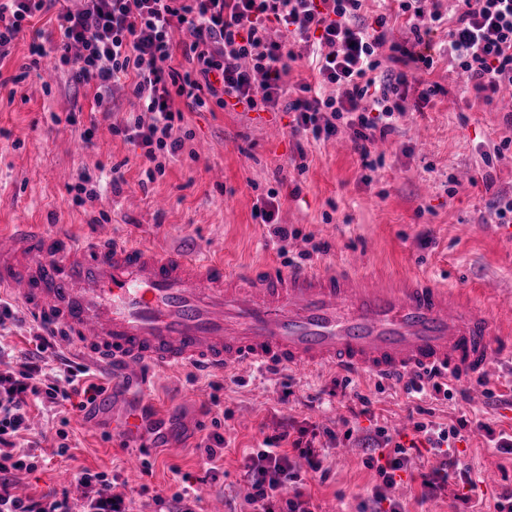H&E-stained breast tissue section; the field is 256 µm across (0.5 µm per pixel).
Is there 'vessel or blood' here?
<instances>
[{"mask_svg": "<svg viewBox=\"0 0 512 512\" xmlns=\"http://www.w3.org/2000/svg\"><path fill=\"white\" fill-rule=\"evenodd\" d=\"M4 292L40 331L118 365L116 385L131 370L146 382L180 366L332 367L386 381L432 369L452 380L512 359L497 319L422 279L394 288L302 266L229 270L203 253L164 252L108 230L81 244L63 230L16 225L0 235ZM143 428L134 409L113 422L112 436L137 438Z\"/></svg>", "mask_w": 512, "mask_h": 512, "instance_id": "vessel-or-blood-1", "label": "vessel or blood"}]
</instances>
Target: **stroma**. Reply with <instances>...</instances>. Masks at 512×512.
Masks as SVG:
<instances>
[{"label":"stroma","mask_w":512,"mask_h":512,"mask_svg":"<svg viewBox=\"0 0 512 512\" xmlns=\"http://www.w3.org/2000/svg\"><path fill=\"white\" fill-rule=\"evenodd\" d=\"M29 42L20 36L0 59V233L38 224L82 240L106 223L119 239L210 252L229 267L300 258L317 271L391 282L421 275L512 322V251L498 225L487 221L493 196L512 195V113L504 104L474 100L446 54L435 53L433 67L418 72L441 90L422 108L408 98L396 132L372 150L375 171L363 169L347 133L317 141L294 133L292 113L217 107L185 111L182 126L190 137L150 182L139 148L111 131L140 115L138 100L124 89L96 100L94 89L75 85L63 67L21 74ZM115 165L124 176L117 193L107 187ZM80 183L96 190V198L76 203L72 189ZM272 190L280 197L277 222L293 231L285 241L256 210ZM316 243L327 251L313 252ZM451 392L425 406L432 422L459 425L450 451L471 466L478 484L456 481L439 497L422 499L419 471L442 461L423 452L387 491L405 512H493L500 495L512 490V453L492 448L488 436L512 434V360L495 364L481 381L453 380ZM362 395L370 401L366 413ZM146 401L167 435L152 451L148 474L132 461L145 439L112 440L113 417ZM416 405L403 382L365 372L280 368L203 376L175 368L157 376L150 396L134 379L118 389L111 413L99 416L94 430L85 425L86 410L49 404L33 412L31 432L49 459L35 472L18 473L14 490L22 497L62 490L83 466L111 472L113 494L131 500L134 512H154V495L168 499L183 489L196 512H207L215 499L248 512L243 453L291 425L326 450L327 480L308 474L304 460L294 462L312 512H373L367 491L377 476L363 464V443L380 427L409 443ZM61 429L68 432L69 460L54 454ZM214 432L224 436L226 449L209 473L198 446Z\"/></svg>","instance_id":"obj_1"}]
</instances>
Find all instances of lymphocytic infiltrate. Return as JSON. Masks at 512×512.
Wrapping results in <instances>:
<instances>
[{"label":"lymphocytic infiltrate","mask_w":512,"mask_h":512,"mask_svg":"<svg viewBox=\"0 0 512 512\" xmlns=\"http://www.w3.org/2000/svg\"><path fill=\"white\" fill-rule=\"evenodd\" d=\"M365 0H0V58L30 21L51 12L59 36L43 42L35 32L29 45L32 65L50 57L65 66L73 82L94 84L97 92L114 91L131 79L132 95L151 115L134 119L115 134L141 148L144 162L162 172L159 155L176 156L184 147V110L211 106L243 107L244 111L290 112L294 130L314 139L347 129L363 167L374 168L370 147L395 130L397 115L406 112L407 93L416 89L418 104L430 103L438 85L417 86L407 64L433 65L434 36L448 30V54L465 86L490 105L512 97V0H461L453 27H445L439 0H396L397 13L407 19L411 45L387 41V14L372 23L361 20ZM188 35L175 47L171 31ZM391 49L399 69L385 67L382 52ZM182 53L186 70L173 64ZM303 59L314 74L292 97L288 75L292 62ZM183 99L185 109L175 106ZM18 367L0 370V512H130L112 494V476L84 469L72 490L49 491L25 498L12 491V476L36 469L34 447L18 438L28 428L33 406L47 401L94 405L103 387L88 369L65 368L63 385L40 388L41 355L48 338L34 336ZM363 464L375 470L379 482L370 490L373 503H388L387 512H402L388 501L386 490L397 472L407 470L412 447L393 444L394 454L379 462L376 448L391 444L384 430L370 438ZM322 472L323 460L312 446L292 438L290 431L265 438L244 463L249 486L244 500L250 512H309L297 482L292 455Z\"/></svg>","instance_id":"obj_1"}]
</instances>
